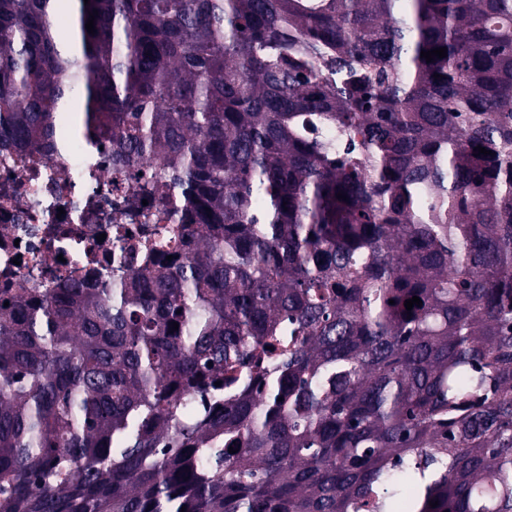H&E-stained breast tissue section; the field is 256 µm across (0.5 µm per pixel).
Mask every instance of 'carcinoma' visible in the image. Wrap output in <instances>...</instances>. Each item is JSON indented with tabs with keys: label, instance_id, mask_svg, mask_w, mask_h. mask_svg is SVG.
Returning <instances> with one entry per match:
<instances>
[{
	"label": "carcinoma",
	"instance_id": "obj_1",
	"mask_svg": "<svg viewBox=\"0 0 512 512\" xmlns=\"http://www.w3.org/2000/svg\"><path fill=\"white\" fill-rule=\"evenodd\" d=\"M71 120L184 214L0 299V512H512V0H0Z\"/></svg>",
	"mask_w": 512,
	"mask_h": 512
}]
</instances>
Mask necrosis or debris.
<instances>
[{
	"mask_svg": "<svg viewBox=\"0 0 512 512\" xmlns=\"http://www.w3.org/2000/svg\"><path fill=\"white\" fill-rule=\"evenodd\" d=\"M55 138V152L0 150V288L15 295L110 277L122 263L118 241L180 223L179 211L142 204L151 164L117 191L107 150L61 129Z\"/></svg>",
	"mask_w": 512,
	"mask_h": 512,
	"instance_id": "4bbe7bcc",
	"label": "necrosis or debris"
}]
</instances>
